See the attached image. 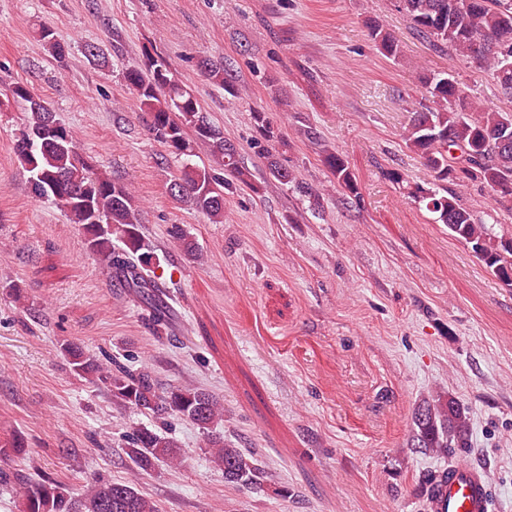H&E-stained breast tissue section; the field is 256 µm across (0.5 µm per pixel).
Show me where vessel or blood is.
<instances>
[{
	"instance_id": "obj_1",
	"label": "vessel or blood",
	"mask_w": 512,
	"mask_h": 512,
	"mask_svg": "<svg viewBox=\"0 0 512 512\" xmlns=\"http://www.w3.org/2000/svg\"><path fill=\"white\" fill-rule=\"evenodd\" d=\"M492 501L485 468L457 462L434 471L424 512H492Z\"/></svg>"
}]
</instances>
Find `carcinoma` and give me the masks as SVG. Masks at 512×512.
I'll list each match as a JSON object with an SVG mask.
<instances>
[{
  "label": "carcinoma",
  "mask_w": 512,
  "mask_h": 512,
  "mask_svg": "<svg viewBox=\"0 0 512 512\" xmlns=\"http://www.w3.org/2000/svg\"><path fill=\"white\" fill-rule=\"evenodd\" d=\"M396 8L431 41L478 62L502 94L512 98V67L506 66V58H512V0H396ZM370 34L383 55H397L395 41L382 27L371 26ZM38 41L54 60L65 61L66 48L53 27L40 25ZM200 72L224 85L228 96H239L236 77L224 62L205 59ZM124 79L140 110L149 116V133L165 155L191 158L197 144L207 147L213 165H183L174 176L180 191L171 197L190 204L213 224L224 223V190L254 188L253 174L239 149L202 111L194 90L175 77L162 55L147 57L142 68L126 69ZM425 86L435 107L414 113L403 132L406 146L424 160L436 182L460 172L486 185L494 195L512 198V152H502L497 145L501 135L512 133V112L470 98L450 73L425 77ZM10 91L26 111L14 151L33 192L41 198L61 199L59 209L78 225L89 251L112 269L120 287L141 297L156 325L166 324L170 307L157 274L160 260L142 232L139 209L127 186L79 153L74 130L28 85L15 83ZM253 119L265 141L260 152L269 175L283 184L295 183L293 170L273 153L278 133L265 113L255 111ZM323 154L337 187L358 197L348 162L329 149ZM408 194L425 205L434 222L445 224L449 235L467 245L495 278L512 287V241L497 239L453 194L418 184L408 187ZM170 237L178 249L197 256L194 242L179 226L171 227ZM65 352L78 375L107 385L124 407L162 420L178 416L207 430L224 416L223 405L205 389L163 385L145 367L134 369L107 356L102 361L87 357L77 346L70 345ZM470 428L469 411L460 400L428 399L413 413L411 447L437 455L468 448ZM128 445L132 464L141 470L172 463L179 455L177 442L156 429L136 430ZM208 447L213 449V462L224 471L225 482L263 487L266 475L253 453L216 436L208 439ZM21 512H160V507L129 481L96 480L76 494L48 478L24 485Z\"/></svg>",
  "instance_id": "carcinoma-1"
}]
</instances>
